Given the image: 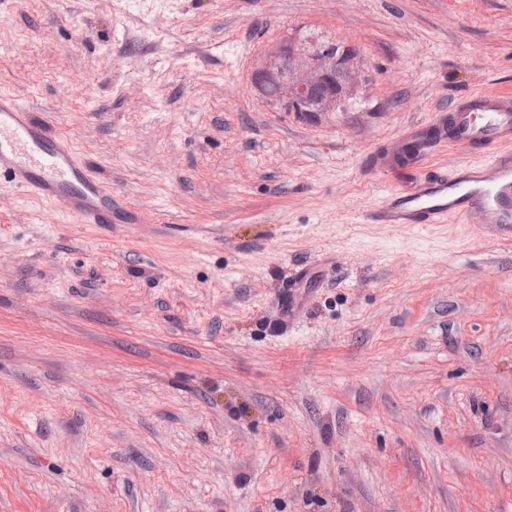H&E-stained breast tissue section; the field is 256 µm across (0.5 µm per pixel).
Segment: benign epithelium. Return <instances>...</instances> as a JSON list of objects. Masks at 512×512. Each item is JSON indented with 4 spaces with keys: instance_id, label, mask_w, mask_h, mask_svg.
<instances>
[{
    "instance_id": "7a95c632",
    "label": "benign epithelium",
    "mask_w": 512,
    "mask_h": 512,
    "mask_svg": "<svg viewBox=\"0 0 512 512\" xmlns=\"http://www.w3.org/2000/svg\"><path fill=\"white\" fill-rule=\"evenodd\" d=\"M353 51L335 44L301 54L286 41L256 73L261 91L274 88L273 100L285 112L312 118L336 111L353 85L349 60Z\"/></svg>"
}]
</instances>
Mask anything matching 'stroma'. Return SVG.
<instances>
[{"label":"stroma","instance_id":"1","mask_svg":"<svg viewBox=\"0 0 512 512\" xmlns=\"http://www.w3.org/2000/svg\"><path fill=\"white\" fill-rule=\"evenodd\" d=\"M350 47L307 121L254 85ZM512 93V0H0V93L135 224L0 180V512H512V240L367 224Z\"/></svg>","mask_w":512,"mask_h":512}]
</instances>
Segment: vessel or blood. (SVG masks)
<instances>
[{
    "label": "vessel or blood",
    "instance_id": "b4317fda",
    "mask_svg": "<svg viewBox=\"0 0 512 512\" xmlns=\"http://www.w3.org/2000/svg\"><path fill=\"white\" fill-rule=\"evenodd\" d=\"M422 146L449 140L470 156L451 169L402 168L398 156H381L375 169L406 170V188L389 191L381 206L364 216L371 224L420 228L454 219L512 226V94L481 92L466 96L448 111L416 127ZM0 176L29 195L67 198L71 212L85 224L112 221V189L77 158L75 147L37 121L29 106L0 94Z\"/></svg>",
    "mask_w": 512,
    "mask_h": 512
}]
</instances>
